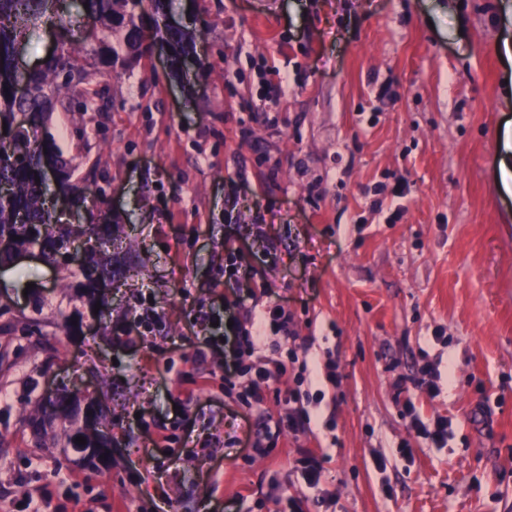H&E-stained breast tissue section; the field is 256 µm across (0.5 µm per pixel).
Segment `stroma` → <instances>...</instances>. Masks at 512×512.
I'll return each mask as SVG.
<instances>
[{
    "mask_svg": "<svg viewBox=\"0 0 512 512\" xmlns=\"http://www.w3.org/2000/svg\"><path fill=\"white\" fill-rule=\"evenodd\" d=\"M81 21L67 0L22 66ZM158 26L195 32L188 68L155 38L105 76L111 111L45 127L74 164L98 161L125 272L75 336L56 328L61 270L0 272V512H280L306 491L301 448L323 458L309 512H512V0H169ZM398 182L373 212L375 186ZM229 243L308 360L341 374L279 378L312 396L311 423L263 455L252 444L285 411L225 391L213 325L237 288ZM30 283L52 301L37 319ZM425 358L454 374L433 400L412 382ZM401 376L423 419L448 418L447 447L415 441ZM48 388L101 402L110 468L88 475L61 428L40 441L21 423Z\"/></svg>",
    "mask_w": 512,
    "mask_h": 512,
    "instance_id": "1",
    "label": "stroma"
}]
</instances>
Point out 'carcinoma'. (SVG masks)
<instances>
[{"mask_svg":"<svg viewBox=\"0 0 512 512\" xmlns=\"http://www.w3.org/2000/svg\"><path fill=\"white\" fill-rule=\"evenodd\" d=\"M88 4L82 9L84 36L81 44L62 43L38 67L27 72L25 81L30 93L18 97L14 86L18 82V59L23 42L31 28L43 19L59 14L62 0H0V130L7 136L0 138V237H16L20 246L35 245L42 260L55 266L62 256L61 248L72 238L85 232L96 237L98 249L90 257L88 268L70 271L64 277L63 288L73 291L83 301L88 312L97 303L99 282L112 280L122 274L121 268L112 265V258L101 246L112 241L115 229L110 224L97 223V213L108 200L97 184L98 163H93L85 176L73 180L75 170L63 154L48 140H40L35 128L52 112H69L78 105L83 112H104L112 108V98L107 85L92 79L86 70L90 65L98 70L109 69L119 61L147 52L145 41L151 37L146 21L144 0H79ZM176 58L186 54L190 37L180 30L167 33ZM79 76L78 84L61 83V74ZM27 113L30 121L20 124L17 114ZM54 157L61 182L74 200L86 212L85 223L64 224L56 217L42 177L43 159ZM70 413L62 422L66 424L67 444L79 449L75 438L83 437L86 445L95 439L82 432L83 415L81 399L76 392H69ZM53 401L36 403L25 417V423L35 438H40L42 420L48 415Z\"/></svg>","mask_w":512,"mask_h":512,"instance_id":"obj_1","label":"carcinoma"}]
</instances>
